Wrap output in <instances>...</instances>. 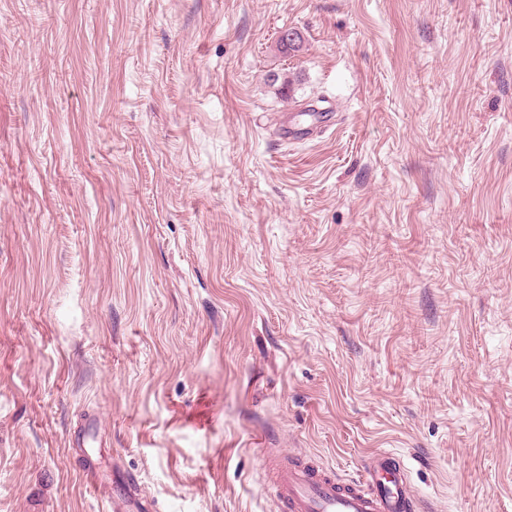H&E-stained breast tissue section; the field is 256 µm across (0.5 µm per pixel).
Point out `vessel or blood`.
Listing matches in <instances>:
<instances>
[{
  "label": "vessel or blood",
  "mask_w": 512,
  "mask_h": 512,
  "mask_svg": "<svg viewBox=\"0 0 512 512\" xmlns=\"http://www.w3.org/2000/svg\"><path fill=\"white\" fill-rule=\"evenodd\" d=\"M260 468L277 512H424L400 463L379 451L359 478L344 479L304 461L297 454L265 452ZM109 512H158L154 500L140 496L133 478L116 483Z\"/></svg>",
  "instance_id": "vessel-or-blood-1"
}]
</instances>
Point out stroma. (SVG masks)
<instances>
[{
	"label": "stroma",
	"instance_id": "35a3bbf8",
	"mask_svg": "<svg viewBox=\"0 0 512 512\" xmlns=\"http://www.w3.org/2000/svg\"><path fill=\"white\" fill-rule=\"evenodd\" d=\"M91 417L159 512H512V0H0V512H104ZM278 512H414L434 510L412 494L406 471L379 451L358 479H343L297 454L266 451L260 461Z\"/></svg>",
	"mask_w": 512,
	"mask_h": 512
}]
</instances>
